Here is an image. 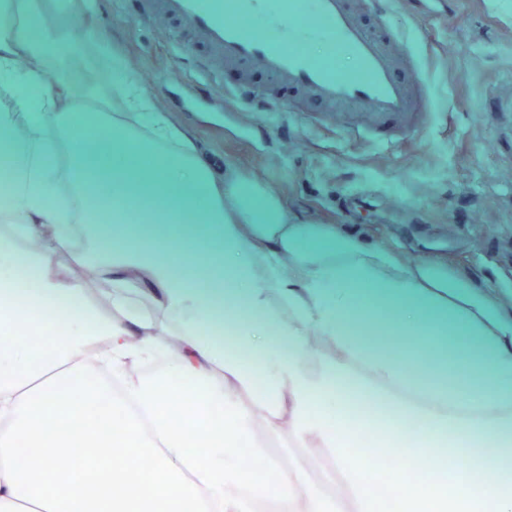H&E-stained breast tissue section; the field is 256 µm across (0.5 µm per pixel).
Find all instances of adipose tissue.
Masks as SVG:
<instances>
[{
    "mask_svg": "<svg viewBox=\"0 0 512 512\" xmlns=\"http://www.w3.org/2000/svg\"><path fill=\"white\" fill-rule=\"evenodd\" d=\"M91 3L0 0V512H380L363 435L399 512H512V295L213 168L120 47L104 73L74 50ZM115 415L96 478L58 476L48 448L87 461Z\"/></svg>",
    "mask_w": 512,
    "mask_h": 512,
    "instance_id": "adipose-tissue-1",
    "label": "adipose tissue"
}]
</instances>
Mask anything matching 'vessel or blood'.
<instances>
[{
    "label": "vessel or blood",
    "instance_id": "1",
    "mask_svg": "<svg viewBox=\"0 0 512 512\" xmlns=\"http://www.w3.org/2000/svg\"><path fill=\"white\" fill-rule=\"evenodd\" d=\"M136 16L157 28L170 29L176 46L193 57L206 75L222 68L240 75L239 95L268 106L249 80L260 67L273 86L299 94L340 113L349 128L386 131L416 126L419 103L401 76L406 59L394 48L392 35L369 28L354 0H314L312 17L333 45L358 62L356 71L336 68L331 59L313 58L301 47L303 14L247 32L237 19L239 0H131Z\"/></svg>",
    "mask_w": 512,
    "mask_h": 512
}]
</instances>
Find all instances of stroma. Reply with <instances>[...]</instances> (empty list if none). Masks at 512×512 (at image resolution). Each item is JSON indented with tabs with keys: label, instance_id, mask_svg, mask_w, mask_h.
I'll use <instances>...</instances> for the list:
<instances>
[{
	"label": "stroma",
	"instance_id": "obj_1",
	"mask_svg": "<svg viewBox=\"0 0 512 512\" xmlns=\"http://www.w3.org/2000/svg\"><path fill=\"white\" fill-rule=\"evenodd\" d=\"M370 21L399 40L422 86L420 126L351 133L314 103L260 110L224 69L200 76L128 0H96V32L120 46L161 111L197 135L215 167L231 162L277 187L305 220L339 224L413 257H440L476 283L512 291V122L483 109L512 98V0H394Z\"/></svg>",
	"mask_w": 512,
	"mask_h": 512
}]
</instances>
